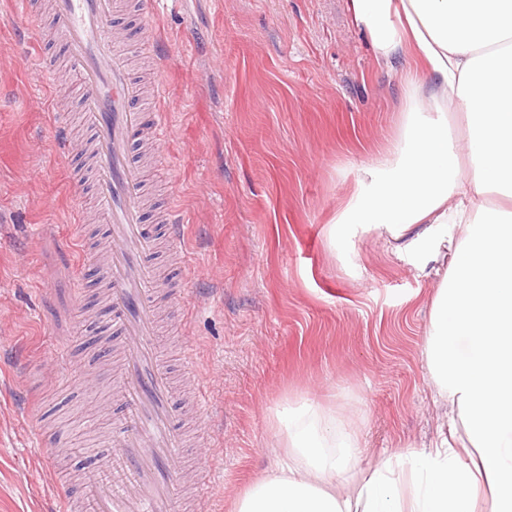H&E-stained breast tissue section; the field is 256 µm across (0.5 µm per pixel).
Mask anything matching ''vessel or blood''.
I'll use <instances>...</instances> for the list:
<instances>
[{
  "mask_svg": "<svg viewBox=\"0 0 512 512\" xmlns=\"http://www.w3.org/2000/svg\"><path fill=\"white\" fill-rule=\"evenodd\" d=\"M126 0H54L52 20L28 27L30 43L54 33L65 64L82 90L80 119L91 145L95 178L92 194L103 219L109 259L103 269L108 294L100 329L117 339L112 378H82L80 389L110 393L117 415L103 447L93 449L81 497L90 512H177L175 488L185 467L199 471L196 497L207 502L212 478L188 445L179 422V400L155 339L159 318L154 293L160 274L154 262L156 235L147 230L145 184L135 156L139 140L164 151L171 137L169 115L146 112L131 62L151 56L155 72L166 68L165 54L120 23ZM56 148L63 156L79 146L68 133L67 117L52 113ZM164 232L172 251L170 265L185 268L190 258L181 246L183 221L167 207ZM181 376L194 393L199 412L211 404L191 346H184Z\"/></svg>",
  "mask_w": 512,
  "mask_h": 512,
  "instance_id": "b4317fda",
  "label": "vessel or blood"
}]
</instances>
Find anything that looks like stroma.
<instances>
[{"label": "stroma", "instance_id": "1", "mask_svg": "<svg viewBox=\"0 0 512 512\" xmlns=\"http://www.w3.org/2000/svg\"><path fill=\"white\" fill-rule=\"evenodd\" d=\"M0 14V512H44L52 475L78 489L112 423L110 397L72 380L103 314L102 262L81 244L100 245L103 227L86 161L53 148L51 114L79 111L80 93L55 97L34 69L21 0ZM127 25L169 56L174 142L149 214L182 208L191 265L165 291L158 343L174 369L192 343L207 376L209 512H233L276 470L271 418L289 401L358 430L362 471L433 447L451 407L423 348L449 255L421 270L373 232L345 252L328 240L361 167L397 134L412 60L378 57L350 0H158L149 24ZM214 55L223 68L199 85Z\"/></svg>", "mask_w": 512, "mask_h": 512}]
</instances>
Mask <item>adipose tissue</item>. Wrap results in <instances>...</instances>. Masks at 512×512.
Instances as JSON below:
<instances>
[{"instance_id":"ef3b65f1","label":"adipose tissue","mask_w":512,"mask_h":512,"mask_svg":"<svg viewBox=\"0 0 512 512\" xmlns=\"http://www.w3.org/2000/svg\"><path fill=\"white\" fill-rule=\"evenodd\" d=\"M351 4L379 55L406 52L418 67L403 76L396 139L361 168L331 240L346 249L357 230L385 233L421 269L451 251L424 357L464 432L384 456L357 480L359 433L302 400L272 419L286 462L251 483L236 512H478L487 487L493 512H512V0ZM452 107L465 134L448 124Z\"/></svg>"}]
</instances>
